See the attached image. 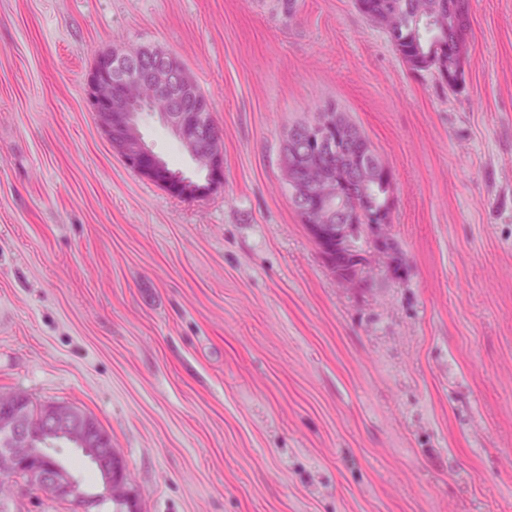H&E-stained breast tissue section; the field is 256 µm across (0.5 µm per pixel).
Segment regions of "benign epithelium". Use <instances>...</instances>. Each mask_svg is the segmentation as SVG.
Segmentation results:
<instances>
[{"instance_id":"1","label":"benign epithelium","mask_w":512,"mask_h":512,"mask_svg":"<svg viewBox=\"0 0 512 512\" xmlns=\"http://www.w3.org/2000/svg\"><path fill=\"white\" fill-rule=\"evenodd\" d=\"M119 51H105L87 76L86 103L95 115L107 140L112 131L122 129V159L125 165L153 182L174 192L184 191L189 180L179 181L164 171V161L144 141L139 117L144 112L156 114L167 125L191 156L204 180L192 194L202 196L224 183L223 133L209 125L194 129L195 118L186 99L196 90L194 78L186 66L172 55L146 67L135 69L115 90L112 56ZM364 140L360 128L341 113L322 112L320 120L306 130L291 129L281 151V170L292 205L302 215L313 242L325 265L342 285L356 287L367 281L373 257L387 265H396L399 252L388 231L392 212L374 214L361 199L360 190L376 174L388 177L385 168L372 165L352 151ZM344 159L345 166L335 171L325 158L330 154ZM368 247L356 252L355 238ZM93 419L68 404H46L33 412H15L0 421V432L10 437L9 447L0 451V474L22 476L51 498L67 497L83 505L79 488L65 471L46 464L41 455L48 438H66L70 445L89 453L103 477L105 495L120 503H133L126 467L112 448L109 434L101 431L91 439Z\"/></svg>"}]
</instances>
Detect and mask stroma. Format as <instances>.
<instances>
[{
    "mask_svg": "<svg viewBox=\"0 0 512 512\" xmlns=\"http://www.w3.org/2000/svg\"><path fill=\"white\" fill-rule=\"evenodd\" d=\"M470 24L454 93L355 0H0V393L93 416L140 512H512V0ZM145 45L212 98L206 196L131 171L85 105L95 53ZM330 103L393 173L402 267L357 288L279 166ZM5 484L7 512H76Z\"/></svg>",
    "mask_w": 512,
    "mask_h": 512,
    "instance_id": "1",
    "label": "stroma"
}]
</instances>
